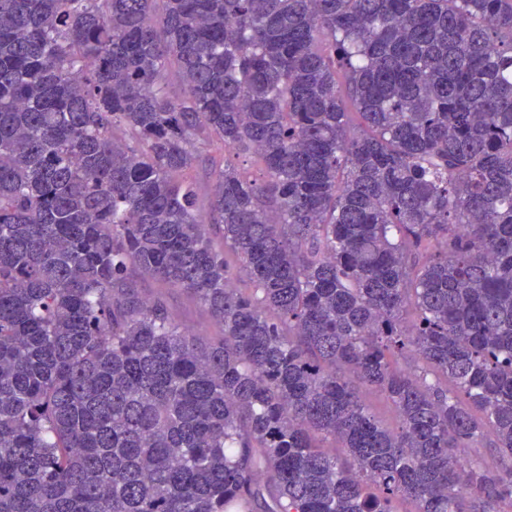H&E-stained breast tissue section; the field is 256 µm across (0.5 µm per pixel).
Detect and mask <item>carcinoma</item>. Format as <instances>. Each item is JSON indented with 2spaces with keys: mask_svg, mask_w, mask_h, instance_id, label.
<instances>
[{
  "mask_svg": "<svg viewBox=\"0 0 512 512\" xmlns=\"http://www.w3.org/2000/svg\"><path fill=\"white\" fill-rule=\"evenodd\" d=\"M402 501L512 512V0H0V512ZM138 284L145 295L163 293L170 312L183 327L191 328L208 338L220 336V325L179 288L166 286L149 277L140 278ZM360 395L364 402L385 425L390 427L395 426V414L382 395L364 387L360 388Z\"/></svg>",
  "mask_w": 512,
  "mask_h": 512,
  "instance_id": "obj_1",
  "label": "carcinoma"
}]
</instances>
